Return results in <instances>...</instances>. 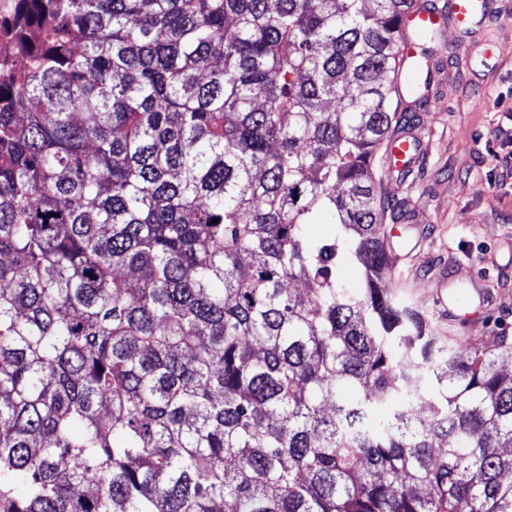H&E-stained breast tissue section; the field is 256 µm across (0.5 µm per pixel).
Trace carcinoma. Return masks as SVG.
Masks as SVG:
<instances>
[{"label":"carcinoma","instance_id":"1","mask_svg":"<svg viewBox=\"0 0 512 512\" xmlns=\"http://www.w3.org/2000/svg\"><path fill=\"white\" fill-rule=\"evenodd\" d=\"M14 2L0 512H512V338L385 287L415 0Z\"/></svg>","mask_w":512,"mask_h":512}]
</instances>
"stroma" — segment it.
<instances>
[{"label": "stroma", "instance_id": "obj_1", "mask_svg": "<svg viewBox=\"0 0 512 512\" xmlns=\"http://www.w3.org/2000/svg\"><path fill=\"white\" fill-rule=\"evenodd\" d=\"M427 100L411 130L426 145L407 178L381 175L377 192L398 205L394 246L412 254L402 290L438 336L434 306L448 266L472 265L497 298L468 345L491 350L512 336V0H490L488 21L462 34L444 27L428 46Z\"/></svg>", "mask_w": 512, "mask_h": 512}]
</instances>
